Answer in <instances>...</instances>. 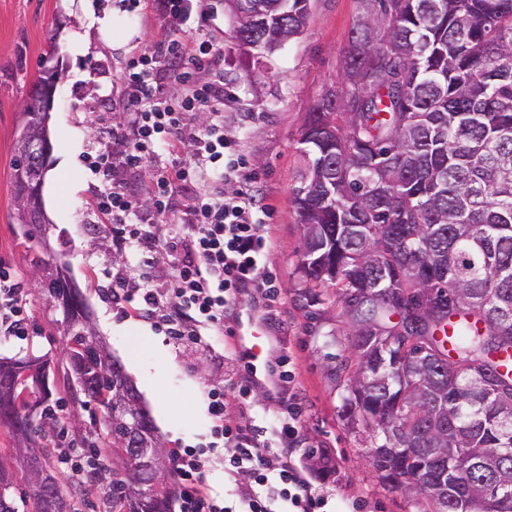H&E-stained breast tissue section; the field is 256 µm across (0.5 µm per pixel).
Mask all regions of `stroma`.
I'll return each mask as SVG.
<instances>
[{
    "label": "stroma",
    "mask_w": 512,
    "mask_h": 512,
    "mask_svg": "<svg viewBox=\"0 0 512 512\" xmlns=\"http://www.w3.org/2000/svg\"><path fill=\"white\" fill-rule=\"evenodd\" d=\"M202 32L220 55L212 68L223 75L231 97L224 102V131L243 134V149L253 174L252 188L264 199L265 230L272 243L267 267L281 291L266 323L272 357L287 356L294 387L278 392L264 387L251 395L248 409L256 425H266L287 403L301 407L299 437L292 458L304 477L323 493L324 512H416L411 498L384 483L368 461L363 426L348 423L341 412L342 386L336 366L349 354V318L343 303L310 304L301 269L303 238L293 205V188L303 165L302 129L324 90L336 81L350 32L360 14V0H311L304 34L288 41L265 66L245 55L224 0H209ZM107 25L100 37L99 25ZM152 5L130 9L124 0H0V260L24 285L29 334L0 335V357H43L49 364L54 398L75 414L64 428L66 447L99 441L95 453L106 456L104 418L95 406L73 401L66 381L63 313L34 280L46 263L66 264L112 356L123 366L158 431L166 452L206 441L211 428L206 393H232L243 369L234 337L211 344H190L159 332L135 312L118 315L107 298L108 274L115 269L138 275L135 254L118 256L88 233L105 224L96 208L98 179L89 163L101 147L98 131L123 118L119 81L133 52L148 50L162 36ZM66 69L50 112V165L42 199L48 219L40 243L21 244L13 219L12 158L22 112L33 80L48 53ZM78 165L65 177L73 185L59 194L54 177L63 153ZM181 409L176 423L165 422L162 407ZM326 449L333 470L322 476L308 470L309 449Z\"/></svg>",
    "instance_id": "1"
}]
</instances>
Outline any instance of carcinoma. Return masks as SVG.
<instances>
[{
	"label": "carcinoma",
	"instance_id": "obj_1",
	"mask_svg": "<svg viewBox=\"0 0 512 512\" xmlns=\"http://www.w3.org/2000/svg\"><path fill=\"white\" fill-rule=\"evenodd\" d=\"M267 10L268 25L285 41L301 36L310 0H238L236 34L264 49L252 14ZM336 95H321L309 112L300 144L299 185L336 178V204L316 210L293 198L298 223L321 225L304 247L302 269L311 284L337 286L351 319L350 356L342 414L355 425L380 418L398 435L369 428V458L386 484L425 499L422 512H512V0H380L368 24L356 23L342 58ZM34 152L14 154L18 172L36 170ZM380 228V238L369 226ZM408 292H446L448 309L428 332L432 360L418 365L400 354L393 328L407 318L400 306L360 292L380 279ZM63 307L64 322L86 311L58 273L42 282ZM403 359L401 371L364 375L365 358ZM71 388L95 404L110 427L112 455L121 470L112 512H171L174 489L148 491L151 473L133 464L123 409L136 412V437L163 448L121 364L104 350L71 337ZM20 402L0 407L15 448L35 447L60 424L48 385L21 384ZM314 469L331 471L319 448L308 450ZM423 469L424 486L404 487L402 476ZM13 474L0 464V512H17ZM26 496L34 512H76L60 491L44 501Z\"/></svg>",
	"mask_w": 512,
	"mask_h": 512
}]
</instances>
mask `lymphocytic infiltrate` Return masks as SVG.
Wrapping results in <instances>:
<instances>
[{
	"label": "lymphocytic infiltrate",
	"mask_w": 512,
	"mask_h": 512,
	"mask_svg": "<svg viewBox=\"0 0 512 512\" xmlns=\"http://www.w3.org/2000/svg\"><path fill=\"white\" fill-rule=\"evenodd\" d=\"M154 2L166 37L131 61L124 76L126 119L107 130L112 148L98 154L90 168L104 175L97 206L111 222L113 251L121 256L139 253L146 267L162 247L150 223H165L174 187L187 193L179 216L181 250L169 288L161 293L150 287L148 277L118 271L112 275V297L117 306H130L151 319L165 335L198 343L223 333L225 318L236 312L242 298L265 310L275 291L265 269L270 242L263 231L265 208L243 188L249 175L242 139L224 133V79L204 72V61L216 48L205 37H186L194 24L205 20L207 0ZM180 146L189 150L190 161L165 163L164 155ZM144 165L150 166L154 185L146 202L126 178L128 170ZM234 179L241 182V190L225 194V182ZM23 290L0 261L1 336L28 333ZM254 389L244 373L233 396L209 390L213 424L208 444L173 454L180 512H276L281 501L287 502V512H321L323 496L288 457L298 433V410L284 409L262 436L246 424L225 421L229 402L246 406ZM208 453L223 456L233 498L213 496L206 488Z\"/></svg>",
	"instance_id": "obj_1"
}]
</instances>
